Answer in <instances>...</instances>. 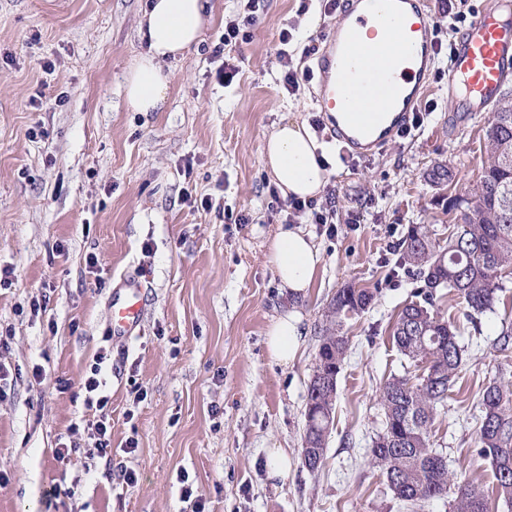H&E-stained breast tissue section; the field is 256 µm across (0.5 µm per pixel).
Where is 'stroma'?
Here are the masks:
<instances>
[{
    "label": "stroma",
    "instance_id": "35a3bbf8",
    "mask_svg": "<svg viewBox=\"0 0 512 512\" xmlns=\"http://www.w3.org/2000/svg\"><path fill=\"white\" fill-rule=\"evenodd\" d=\"M209 0L202 38L162 64L164 110L136 112L124 78L145 49L137 26L148 0H0V363L11 389L0 401V512H191L187 472L205 512H408L368 464L383 430L377 402L390 376H412L390 327L412 289L389 278L409 225L447 241L452 197L481 174L488 112L457 126L459 100L430 75L436 108L408 138L359 161L336 159L335 236L307 216L322 261L300 296L280 287L269 245L286 215L269 195L263 148L289 120L318 111L309 82L282 86L280 52L298 70L336 29L322 0ZM257 21L225 43L228 22ZM293 34L281 45L282 30ZM239 69L217 80L223 63ZM447 165L444 189L426 180ZM213 206L197 207L202 198ZM363 220L345 225L349 210ZM246 226L234 224L237 215ZM137 277L143 319L112 339L108 304L120 279ZM375 293L371 309L344 321L348 359L338 377L326 464L301 460L307 385L331 299L345 286ZM492 312L460 337L459 378L437 410L430 442L461 481L491 488L477 456L478 395L512 386V278ZM298 313L303 339L288 363L270 357L269 328ZM112 455L99 456L86 427L82 380L100 352ZM142 400H135V392ZM135 452L125 453L126 441ZM71 447L63 460L55 448ZM288 455L285 477L268 476V451ZM135 474L126 482L124 472Z\"/></svg>",
    "mask_w": 512,
    "mask_h": 512
}]
</instances>
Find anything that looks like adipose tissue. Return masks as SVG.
Returning <instances> with one entry per match:
<instances>
[{
  "label": "adipose tissue",
  "instance_id": "obj_1",
  "mask_svg": "<svg viewBox=\"0 0 512 512\" xmlns=\"http://www.w3.org/2000/svg\"><path fill=\"white\" fill-rule=\"evenodd\" d=\"M207 7L208 0H150L139 27L148 49L134 60L124 84L125 99L134 111L158 112L164 108L168 77L161 62L182 55L199 41ZM265 154L282 197L312 199L327 183L326 149L306 123L278 125L266 141ZM269 261L281 286L299 295L311 285L321 258L306 233L287 229L276 235ZM300 323L301 317L295 312L273 323L268 331V349L274 359L284 363L294 355L302 339Z\"/></svg>",
  "mask_w": 512,
  "mask_h": 512
}]
</instances>
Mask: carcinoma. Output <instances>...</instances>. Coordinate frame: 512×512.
<instances>
[{"instance_id": "carcinoma-1", "label": "carcinoma", "mask_w": 512, "mask_h": 512, "mask_svg": "<svg viewBox=\"0 0 512 512\" xmlns=\"http://www.w3.org/2000/svg\"><path fill=\"white\" fill-rule=\"evenodd\" d=\"M496 100L486 132L481 175L470 194L450 200L459 212L448 244L436 242L425 226L413 225L399 243L397 267L413 285L414 300L405 304L391 327L397 351L424 371L411 381L392 376L380 387L379 402L385 425L370 449V465L385 477L396 498L414 510L455 494L453 512H489L485 491L474 483L457 482L443 457L430 446V432L438 406L456 384L464 349L457 326L434 310L438 290L463 300L467 318L490 312L503 289V274H512V112ZM375 295L363 288L339 289L328 308L329 326L323 329L315 372L307 387L303 441L324 466L334 422H316L320 409L334 406L338 377L347 357L343 319L372 307ZM477 454L490 460L495 475L493 492L512 504V389L493 382L479 393Z\"/></svg>"}]
</instances>
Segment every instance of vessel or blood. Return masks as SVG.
Returning <instances> with one entry per match:
<instances>
[{
	"instance_id": "vessel-or-blood-1",
	"label": "vessel or blood",
	"mask_w": 512,
	"mask_h": 512,
	"mask_svg": "<svg viewBox=\"0 0 512 512\" xmlns=\"http://www.w3.org/2000/svg\"><path fill=\"white\" fill-rule=\"evenodd\" d=\"M390 30V41L369 45L371 67L352 51L363 40L368 22ZM436 60L429 0H345L336 17V32L324 44L310 76L315 101L330 134L349 155L379 150L406 126L427 85ZM512 71V18L480 14L454 41L448 91L461 96L466 111L482 112L496 99ZM377 108L361 112V102ZM111 311L112 333L131 335L139 323L140 283L127 279Z\"/></svg>"
}]
</instances>
